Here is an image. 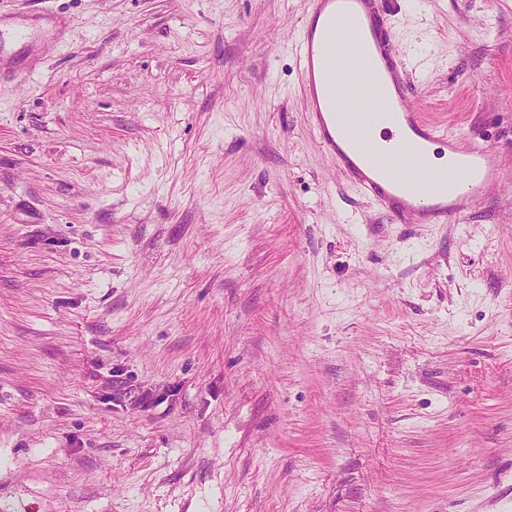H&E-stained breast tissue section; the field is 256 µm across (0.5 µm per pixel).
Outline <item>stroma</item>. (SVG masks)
<instances>
[{
    "label": "stroma",
    "mask_w": 512,
    "mask_h": 512,
    "mask_svg": "<svg viewBox=\"0 0 512 512\" xmlns=\"http://www.w3.org/2000/svg\"><path fill=\"white\" fill-rule=\"evenodd\" d=\"M307 0H0V512H492L512 180L399 228L306 121ZM512 171V0H400Z\"/></svg>",
    "instance_id": "obj_1"
}]
</instances>
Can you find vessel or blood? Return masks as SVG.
I'll use <instances>...</instances> for the list:
<instances>
[{
  "instance_id": "obj_1",
  "label": "vessel or blood",
  "mask_w": 512,
  "mask_h": 512,
  "mask_svg": "<svg viewBox=\"0 0 512 512\" xmlns=\"http://www.w3.org/2000/svg\"><path fill=\"white\" fill-rule=\"evenodd\" d=\"M388 0H309L295 51L307 123L347 182L394 224H460L504 181L496 152L430 122ZM447 156L445 167L431 160Z\"/></svg>"
}]
</instances>
